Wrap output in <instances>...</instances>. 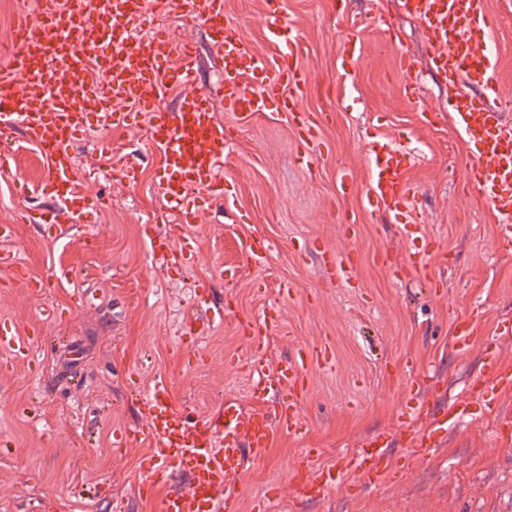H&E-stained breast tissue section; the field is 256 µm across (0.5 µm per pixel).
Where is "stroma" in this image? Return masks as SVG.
I'll return each mask as SVG.
<instances>
[{
	"label": "stroma",
	"mask_w": 512,
	"mask_h": 512,
	"mask_svg": "<svg viewBox=\"0 0 512 512\" xmlns=\"http://www.w3.org/2000/svg\"><path fill=\"white\" fill-rule=\"evenodd\" d=\"M487 7L500 67L491 99L512 119V0ZM224 10L254 53L273 54L267 0H224ZM279 14L302 44L304 109L320 120L324 149L303 168L287 113L243 121L214 101L234 146L220 173L224 193L202 201L197 223L180 224L144 117L80 135L79 188L104 201L84 223H16L26 209L52 202L39 190L46 171L35 147L19 130L0 129V149L13 152L0 168V222L14 225L12 236L0 237V253L37 280L70 271L69 279L28 288L0 266V321L36 334L27 357L0 350V512H161L159 496L138 491L153 440L117 441L142 424L130 376L144 386L165 377L178 408L211 417L228 399L247 409L255 403L234 357L256 355L273 367L320 342L333 346L336 369L307 379L306 433L276 435L249 453L233 488L239 512H254L269 490L278 512H512V439L481 414L460 418L426 459L377 487L295 497L291 472L303 449H320L316 467L332 466L340 452L397 430L414 379L445 405L482 375L486 349L512 361V339L497 334L512 322V252L498 251L493 211L464 185L467 139L401 0H280ZM147 23L175 42L196 43L198 84L216 83L220 61L202 24L171 13ZM353 37L361 42L354 65L346 54ZM403 51L421 79L417 99L403 93ZM382 142L411 155L405 178L415 190L416 236L403 235L395 216L370 212L360 196L340 193L342 174L368 181ZM173 225L190 242V259L152 252L151 238ZM250 237L272 243L263 266L242 262L239 245ZM421 240L431 254L424 270L410 262ZM326 250L352 254L351 282L328 276ZM214 306L223 319L206 315ZM273 308L278 322L252 351L244 329ZM466 315L478 316L480 328L462 354L453 333Z\"/></svg>",
	"instance_id": "obj_1"
}]
</instances>
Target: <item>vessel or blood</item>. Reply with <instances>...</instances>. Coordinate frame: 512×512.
<instances>
[{
  "label": "vessel or blood",
  "instance_id": "vessel-or-blood-1",
  "mask_svg": "<svg viewBox=\"0 0 512 512\" xmlns=\"http://www.w3.org/2000/svg\"><path fill=\"white\" fill-rule=\"evenodd\" d=\"M403 10L420 24L433 49L432 68L452 88L454 123L470 144L473 163L469 185L483 194L498 218L500 250H512V123L497 112L488 98L456 93L458 81L494 90L500 72L489 52L494 21L486 0H401ZM180 10L207 28L213 46L222 56L224 75L211 88H197L199 53L189 43L174 42L166 30L145 36L136 31L143 18ZM234 24L224 11V0H39L35 15H21L17 31L9 36L8 68L0 70V125L21 128L25 140L42 155L47 175L41 188L63 205L62 213L28 215V222L57 224L62 218H78L99 206L93 196L76 191L78 179L74 143L89 124L109 129L133 125L150 113V139L162 152L168 177L164 190L180 214L192 223L201 196L219 194V173L233 139L213 110L221 99L226 111L249 118L278 108L302 118L301 160L309 162L320 150L316 125L304 119L306 76L298 65L300 43L291 38L278 14H270L267 32L279 51L271 56L251 53L232 35ZM261 79L260 92L248 91L244 71ZM183 94L174 111L161 112L155 105L171 89ZM406 155L390 148L376 152L372 174L363 188L342 177L343 196L361 191L375 212L409 215L412 190L404 178ZM271 251L264 238L240 244L246 264L263 265ZM479 320L468 316L457 321L454 347L466 352ZM34 333L19 335L9 323L0 324V347L27 356ZM236 365L256 376V395L273 390L279 400L273 409L243 412L232 400L225 401L223 417L188 419L174 403L165 379L136 391L145 418L138 433H122L121 442L140 434L154 440L152 453L142 465L139 487L161 493V512H237L231 492L246 461L245 448L259 450L275 434L299 435L304 424L299 416L304 384L311 369H332L328 346L298 349L295 356L267 369L257 360H237ZM483 371L492 377L491 387L468 389L449 409L431 408L425 427H415L422 404L407 399L399 415L406 443L400 457L391 452L393 433H379L339 465L315 468L320 451L302 452L299 471L306 498L318 499L353 480L376 486L392 471L393 461L412 464L425 457L428 448L448 429L449 423L472 405L499 416L501 432L512 431V416L500 413V395L512 390V364L496 352L483 358ZM191 475L184 489H166L170 469Z\"/></svg>",
  "mask_w": 512,
  "mask_h": 512
}]
</instances>
